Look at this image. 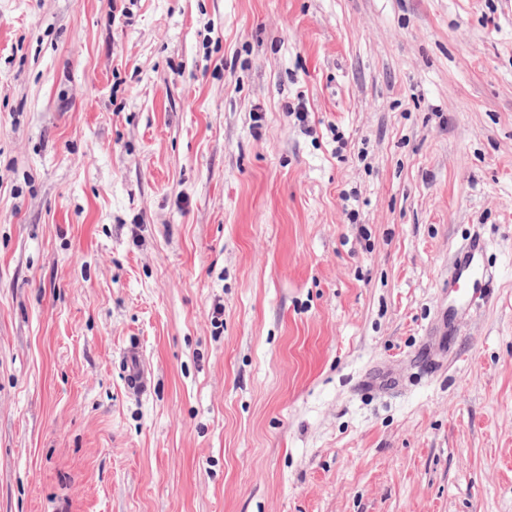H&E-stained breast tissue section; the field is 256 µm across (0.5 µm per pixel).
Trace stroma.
Instances as JSON below:
<instances>
[{"instance_id":"stroma-1","label":"stroma","mask_w":512,"mask_h":512,"mask_svg":"<svg viewBox=\"0 0 512 512\" xmlns=\"http://www.w3.org/2000/svg\"><path fill=\"white\" fill-rule=\"evenodd\" d=\"M127 7L0 0V512H512V0ZM485 249V242L479 237L472 239L458 252L452 261V271L448 276V287L457 291L462 288L463 305L473 307L488 299L486 288L487 274L476 262V256ZM126 386L133 394H143L151 387L152 378L146 366L142 350L136 343H130L123 353Z\"/></svg>"}]
</instances>
